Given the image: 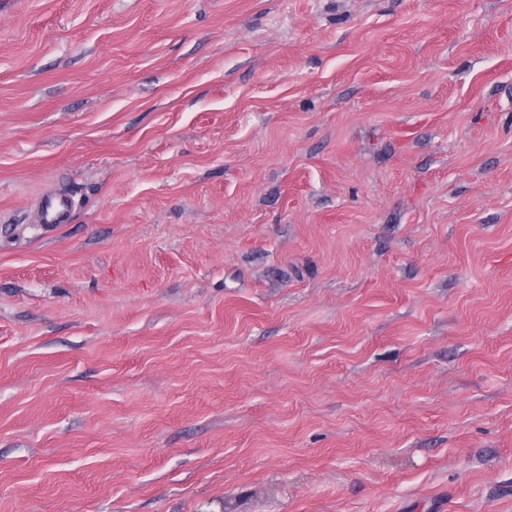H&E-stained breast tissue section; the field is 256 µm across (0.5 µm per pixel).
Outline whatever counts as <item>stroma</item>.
<instances>
[{"label":"stroma","instance_id":"1","mask_svg":"<svg viewBox=\"0 0 512 512\" xmlns=\"http://www.w3.org/2000/svg\"><path fill=\"white\" fill-rule=\"evenodd\" d=\"M0 512H512V0H0ZM69 201L64 196L44 198L37 210V223L46 226L66 224L70 216Z\"/></svg>","mask_w":512,"mask_h":512}]
</instances>
